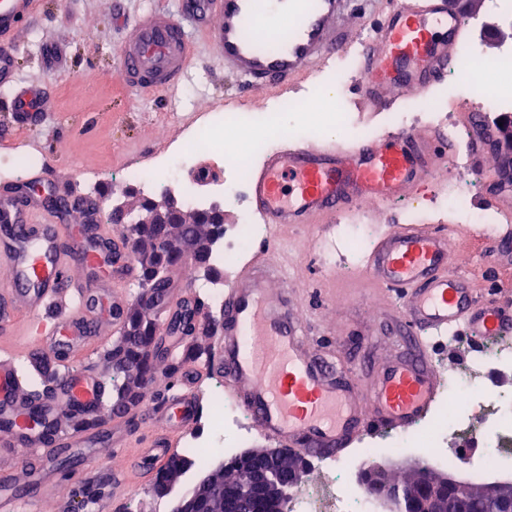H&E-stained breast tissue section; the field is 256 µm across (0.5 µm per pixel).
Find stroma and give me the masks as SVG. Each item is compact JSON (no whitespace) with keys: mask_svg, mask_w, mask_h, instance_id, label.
Returning <instances> with one entry per match:
<instances>
[{"mask_svg":"<svg viewBox=\"0 0 512 512\" xmlns=\"http://www.w3.org/2000/svg\"><path fill=\"white\" fill-rule=\"evenodd\" d=\"M165 8L179 13L178 0H38L35 19L23 33L17 59V78L39 83L53 94L34 119H18L11 94L0 87V165L33 151L61 175V195L95 196L96 187L80 178V171L97 173L101 184L114 183L127 164L153 166L158 156L181 145L196 126L217 112L236 116L242 131L253 139H300L297 133L269 130L265 114L271 93L255 92L250 103L240 102L239 82L225 75L224 64L212 43L194 24L186 29L192 43V68L182 84L163 94L136 93L119 79V49L123 20ZM63 49L59 68L43 65L49 43ZM84 142L81 153L71 151V135ZM324 253L301 254L294 296L303 313L309 348L324 364L345 376H357L362 392L372 388V368L404 344L394 312L381 296L351 288L324 303ZM195 479L187 474L163 499L152 496L149 485L114 495L103 474L84 478L61 477L56 497L36 512H171Z\"/></svg>","mask_w":512,"mask_h":512,"instance_id":"obj_1","label":"stroma"}]
</instances>
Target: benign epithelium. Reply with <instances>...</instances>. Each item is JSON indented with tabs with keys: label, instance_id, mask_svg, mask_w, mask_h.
Masks as SVG:
<instances>
[{
	"label": "benign epithelium",
	"instance_id": "7a95c632",
	"mask_svg": "<svg viewBox=\"0 0 512 512\" xmlns=\"http://www.w3.org/2000/svg\"><path fill=\"white\" fill-rule=\"evenodd\" d=\"M109 210L119 224H180L194 211L181 205L175 198L166 195L156 200L143 197L140 204L131 208L126 201L115 199ZM280 448H266L261 455L270 465H255L245 468L238 477L237 492L224 499V512H290L293 492L298 489L309 474L310 460L307 455L295 453L296 463L283 478L273 468L282 457ZM412 473L430 486L428 493L417 504V512H464L459 503L448 496V491L462 485L452 475L430 472L423 466H415ZM392 469L382 464H372L365 469L360 480L385 500L400 499L403 496L400 485L391 481ZM480 498L496 501L501 505L499 512H512V484L504 481H488L472 487Z\"/></svg>",
	"mask_w": 512,
	"mask_h": 512
}]
</instances>
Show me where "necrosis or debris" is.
Listing matches in <instances>:
<instances>
[{
    "label": "necrosis or debris",
    "mask_w": 512,
    "mask_h": 512,
    "mask_svg": "<svg viewBox=\"0 0 512 512\" xmlns=\"http://www.w3.org/2000/svg\"><path fill=\"white\" fill-rule=\"evenodd\" d=\"M449 85L459 87L460 101L469 103L475 110L489 113L512 112V95L503 93L496 86L481 82H463L456 73L447 76ZM234 117L214 116L208 126L193 132L190 141L176 154L161 159L152 169L130 167L124 170L123 179L140 184L144 192L152 193L178 183V173L189 166L198 151L204 150L224 162V183L210 194L202 195L190 188L182 194L190 207L207 210L221 205L234 209L240 222L224 234V245L215 260L222 265H233L265 240L267 226L262 218L246 204L244 172L251 160L245 143L236 141L230 132L235 129ZM448 137L457 149L450 161V177L456 190L442 205L448 208L457 223L477 224L485 231H493L499 221L497 211H473L470 200L480 191L482 182L471 171L467 142L469 132L456 118L448 120ZM372 241L370 225L362 220L347 222L337 227L336 243L328 247V269L335 275H350L354 263ZM512 373V339H494L473 351L465 364L448 375V383L441 392L442 406L436 416L423 419L415 428L373 442L360 452L321 462L328 475V486L334 487L336 497L333 512H384L383 505L370 494L357 478L359 470L373 457L389 450L401 453L413 448H424L426 456L437 466L453 469L463 456L454 441L465 435L469 447L478 451L480 472L491 473L502 466L503 446L512 441V392L499 388L493 376ZM209 396L218 408L215 419L200 426L198 432L183 448L182 455L194 467L209 465L217 456L216 442H223L225 458L236 456L246 447L251 433L246 426L248 413L238 404L225 401L224 386L216 382L209 388Z\"/></svg>",
    "instance_id": "4bbe7bcc"
}]
</instances>
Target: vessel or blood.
Listing matches in <instances>:
<instances>
[{
    "instance_id": "1",
    "label": "vessel or blood",
    "mask_w": 512,
    "mask_h": 512,
    "mask_svg": "<svg viewBox=\"0 0 512 512\" xmlns=\"http://www.w3.org/2000/svg\"><path fill=\"white\" fill-rule=\"evenodd\" d=\"M181 0L180 14L158 9L126 24L119 49V78L131 90L163 92L185 77L192 46L181 22L194 19L224 60V70L244 93L282 90L304 78L338 50L362 47L358 98L362 111L392 110L399 91L423 93L449 71L469 78L459 46L470 36L467 6L448 0H405L384 6L380 21L362 29L346 21L347 0ZM36 0H0V85L10 88L15 112L42 111L48 90L16 79L15 60L24 25ZM277 47L262 48L279 31ZM468 152L472 160L501 154L498 120L473 117ZM454 146L443 128L397 129L355 146H290L270 150L250 170L248 201L269 229L267 242L224 291V308L213 325V347L204 369L189 368L164 397L143 403L137 415L148 433L134 438L128 428L58 431L54 439L16 426L29 398L32 376L50 383L42 400L49 422L78 409L97 410L105 383L87 365L109 336L124 325L126 287L134 276L132 237L101 224L99 200L76 203L78 225L65 223L43 199L23 186L0 193V446L30 468L22 492H14V470L0 466V512H26L51 498L59 473L49 468L59 448H88L105 440L125 451L113 469L112 486L143 484L175 455L180 439L200 418L201 376L223 382L251 415L261 437L276 445L320 456L339 455L366 433L399 430L422 420L441 388L431 357L449 333L474 345L512 331V237L497 236L488 252L497 271L493 283L454 271V249L473 245L461 224H396L378 236L355 285L391 294L407 349L377 368L369 396L307 351L291 291L281 279L269 285L285 235L306 230L305 250L330 245L338 215L366 205L408 198L416 188L449 171ZM487 198L512 216V166H495ZM194 310L204 323L207 310L191 284H184L175 312Z\"/></svg>"
}]
</instances>
